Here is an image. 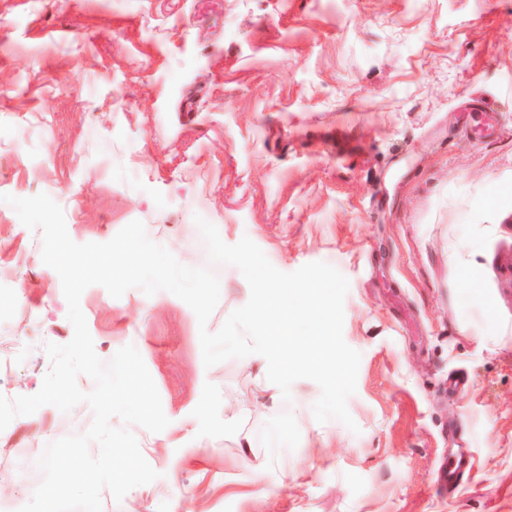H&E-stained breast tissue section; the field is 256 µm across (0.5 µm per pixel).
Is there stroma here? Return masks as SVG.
<instances>
[{"label":"stroma","instance_id":"1","mask_svg":"<svg viewBox=\"0 0 512 512\" xmlns=\"http://www.w3.org/2000/svg\"><path fill=\"white\" fill-rule=\"evenodd\" d=\"M505 130L466 138L460 101ZM48 194L78 243L132 221L184 265L250 237L279 270L349 281L361 354L357 431L318 423L262 360L205 367L175 295L99 285L80 300L96 354L134 345L169 419L134 427L158 472L103 512H512V0H0V194ZM42 235L0 206V392L37 393L45 343L74 334ZM217 331L249 286L217 267ZM468 391L449 396L448 377ZM87 404L0 432V501L33 494L22 462L84 433ZM474 469L440 491L437 462Z\"/></svg>","mask_w":512,"mask_h":512}]
</instances>
